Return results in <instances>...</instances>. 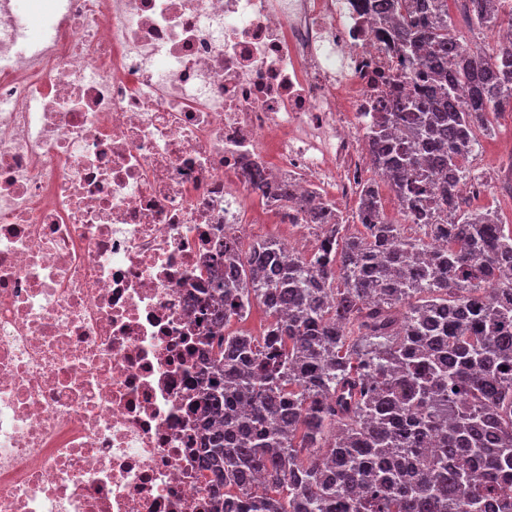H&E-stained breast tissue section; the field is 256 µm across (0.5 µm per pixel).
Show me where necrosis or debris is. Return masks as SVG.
<instances>
[{"instance_id":"4bbe7bcc","label":"necrosis or debris","mask_w":512,"mask_h":512,"mask_svg":"<svg viewBox=\"0 0 512 512\" xmlns=\"http://www.w3.org/2000/svg\"><path fill=\"white\" fill-rule=\"evenodd\" d=\"M371 2L0 0V512H213L197 309L278 186L357 193Z\"/></svg>"}]
</instances>
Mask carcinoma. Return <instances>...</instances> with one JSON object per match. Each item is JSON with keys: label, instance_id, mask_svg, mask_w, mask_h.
<instances>
[{"label": "carcinoma", "instance_id": "cac0c4a2", "mask_svg": "<svg viewBox=\"0 0 512 512\" xmlns=\"http://www.w3.org/2000/svg\"><path fill=\"white\" fill-rule=\"evenodd\" d=\"M393 12L414 93L371 129L372 165L424 210L425 237L388 221L367 182L363 232L335 218L308 256L226 244L217 301L198 308L203 323L254 301L267 315L261 336L205 337L218 426L201 468L237 512H512V230L458 201L473 126L512 112V46L461 41L448 0L377 6ZM468 17L505 22L495 0H470Z\"/></svg>", "mask_w": 512, "mask_h": 512}]
</instances>
